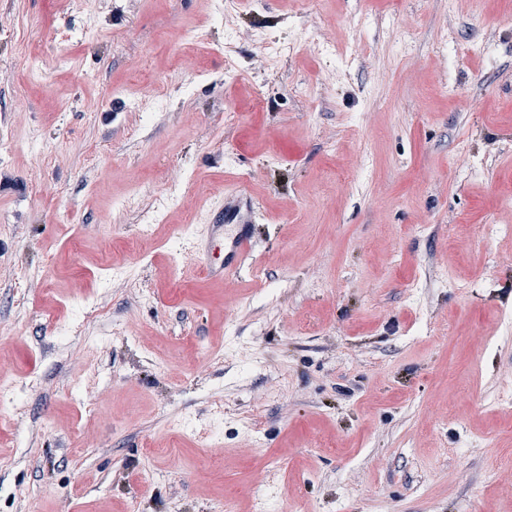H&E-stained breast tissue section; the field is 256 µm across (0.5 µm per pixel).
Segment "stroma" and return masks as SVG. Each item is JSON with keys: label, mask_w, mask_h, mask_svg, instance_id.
Masks as SVG:
<instances>
[{"label": "stroma", "mask_w": 512, "mask_h": 512, "mask_svg": "<svg viewBox=\"0 0 512 512\" xmlns=\"http://www.w3.org/2000/svg\"><path fill=\"white\" fill-rule=\"evenodd\" d=\"M507 225L512 0H0V512H512ZM252 236L247 224H241L230 236V247L224 258V266H209L204 268L206 276L212 282H223L224 272L238 270L252 248Z\"/></svg>", "instance_id": "obj_1"}]
</instances>
